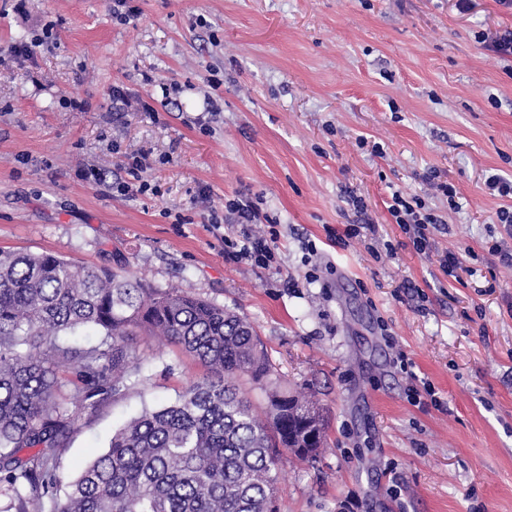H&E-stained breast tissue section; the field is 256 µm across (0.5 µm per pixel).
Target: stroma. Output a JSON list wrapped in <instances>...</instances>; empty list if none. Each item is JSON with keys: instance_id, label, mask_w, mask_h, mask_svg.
<instances>
[{"instance_id": "stroma-1", "label": "stroma", "mask_w": 512, "mask_h": 512, "mask_svg": "<svg viewBox=\"0 0 512 512\" xmlns=\"http://www.w3.org/2000/svg\"><path fill=\"white\" fill-rule=\"evenodd\" d=\"M0 0V250L49 252L177 288L247 318L290 392L327 420L316 458L286 456L280 512H512V29L502 0ZM51 28L31 58L9 46ZM131 106L116 110L112 90ZM148 103L152 114L136 111ZM147 154L134 196L129 164ZM436 172L457 196L431 190ZM364 198L375 244L332 243ZM442 220L418 252L393 192ZM279 221L280 263L224 262L225 200ZM319 250L307 283L304 240ZM459 259L443 270L446 252ZM333 265L335 273L324 270ZM431 382L412 404L385 342ZM143 381L85 412L58 451L76 477L143 407L205 368L139 340Z\"/></svg>"}]
</instances>
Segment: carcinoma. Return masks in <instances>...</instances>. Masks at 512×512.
I'll return each instance as SVG.
<instances>
[{
  "mask_svg": "<svg viewBox=\"0 0 512 512\" xmlns=\"http://www.w3.org/2000/svg\"><path fill=\"white\" fill-rule=\"evenodd\" d=\"M139 336H159L207 375L145 408L64 482L57 450L85 409L142 378ZM77 384L60 399L57 372ZM264 394L255 405L237 384ZM317 408L284 389L251 322L200 297L50 253L0 250V485L17 512H279L283 454H316Z\"/></svg>",
  "mask_w": 512,
  "mask_h": 512,
  "instance_id": "1",
  "label": "carcinoma"
}]
</instances>
